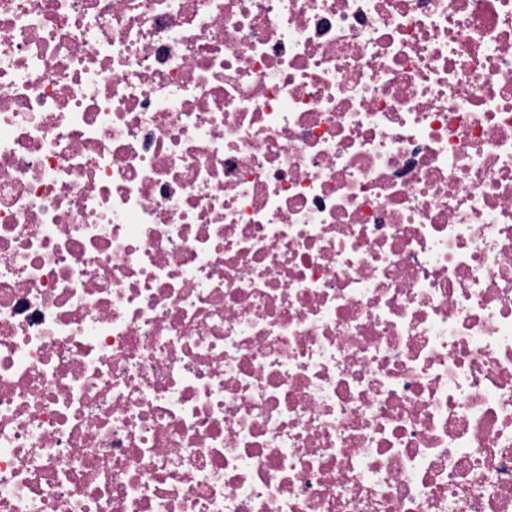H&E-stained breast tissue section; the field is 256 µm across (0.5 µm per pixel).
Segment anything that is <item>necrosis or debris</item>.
<instances>
[{
	"label": "necrosis or debris",
	"instance_id": "obj_1",
	"mask_svg": "<svg viewBox=\"0 0 512 512\" xmlns=\"http://www.w3.org/2000/svg\"><path fill=\"white\" fill-rule=\"evenodd\" d=\"M0 512H512V0H0Z\"/></svg>",
	"mask_w": 512,
	"mask_h": 512
}]
</instances>
